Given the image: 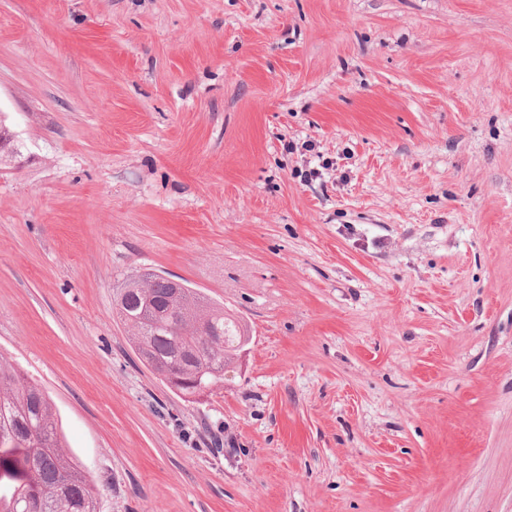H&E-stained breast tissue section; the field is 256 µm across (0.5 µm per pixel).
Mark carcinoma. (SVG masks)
<instances>
[{
  "mask_svg": "<svg viewBox=\"0 0 512 512\" xmlns=\"http://www.w3.org/2000/svg\"><path fill=\"white\" fill-rule=\"evenodd\" d=\"M139 283L125 280L115 305L142 359L184 396L223 384L242 338L236 319L195 288L176 299L163 277ZM99 496L66 454L44 390L0 360V512H98Z\"/></svg>",
  "mask_w": 512,
  "mask_h": 512,
  "instance_id": "1",
  "label": "carcinoma"
}]
</instances>
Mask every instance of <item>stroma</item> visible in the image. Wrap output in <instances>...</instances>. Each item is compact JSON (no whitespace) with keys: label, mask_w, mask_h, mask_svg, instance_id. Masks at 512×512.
<instances>
[{"label":"stroma","mask_w":512,"mask_h":512,"mask_svg":"<svg viewBox=\"0 0 512 512\" xmlns=\"http://www.w3.org/2000/svg\"><path fill=\"white\" fill-rule=\"evenodd\" d=\"M0 358L99 512H512V0H0ZM250 340L139 359L123 275ZM154 272L143 273L140 279H126L117 289L115 305L123 322L131 329V339L142 359L176 392L194 395L205 387L213 391L224 383V370L232 363L242 334L236 319L224 312V306L212 301L195 288L183 284L179 299L163 277ZM151 298V311L144 314L145 291ZM206 324L216 340L196 338V325ZM152 362L170 378L162 377Z\"/></svg>","instance_id":"obj_1"}]
</instances>
